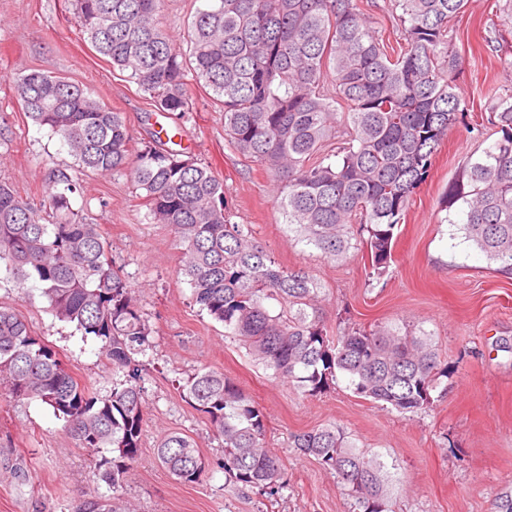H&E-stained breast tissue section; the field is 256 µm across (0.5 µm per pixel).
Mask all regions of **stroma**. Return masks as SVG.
<instances>
[{
	"instance_id": "stroma-1",
	"label": "stroma",
	"mask_w": 512,
	"mask_h": 512,
	"mask_svg": "<svg viewBox=\"0 0 512 512\" xmlns=\"http://www.w3.org/2000/svg\"><path fill=\"white\" fill-rule=\"evenodd\" d=\"M506 0H468L448 24L463 56L457 93L468 106L449 129L427 179L416 189L396 231L388 273L369 277L366 247L347 258H321L289 233L274 200L271 178L224 138V114L205 89L190 84L193 110L183 122V145L223 180L238 223L249 225L276 262L309 271L322 285L319 314L328 335L395 323L429 334L448 367L429 409L401 413L366 400L345 379L322 394L304 396L272 378L233 337L194 303L179 272L173 234L151 223L125 174L88 173L70 198L73 209L98 225L152 329L151 373L144 383L145 425L139 458L119 491L93 482V462L66 434L52 410L35 400L0 393V512H64L92 493L118 494L130 512H354L336 478L290 446L292 434L327 424L343 427L363 450L395 465L392 512H491L496 493L512 489V274L501 272L456 225L439 199L467 156L483 143L469 123L499 93L512 91V12ZM32 70L56 74L91 90L124 117L135 146L152 141L144 120L150 100L113 72L84 41L70 0H0V181L41 198L50 169L74 172L59 137L27 118L12 78ZM0 306L13 310L34 336L91 391L109 394L112 371L101 342L50 312L38 283L17 286L0 266ZM224 372L263 408L266 442L280 458L288 488L276 501L226 482L216 464L221 442L180 387L199 369ZM192 438L211 463L194 484L177 481L157 462L163 437Z\"/></svg>"
}]
</instances>
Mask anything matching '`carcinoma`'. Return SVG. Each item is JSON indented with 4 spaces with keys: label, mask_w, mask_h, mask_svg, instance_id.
Masks as SVG:
<instances>
[{
    "label": "carcinoma",
    "mask_w": 512,
    "mask_h": 512,
    "mask_svg": "<svg viewBox=\"0 0 512 512\" xmlns=\"http://www.w3.org/2000/svg\"><path fill=\"white\" fill-rule=\"evenodd\" d=\"M166 2L75 0V15L94 51L174 120L169 145L134 148L121 113L42 71L12 78L25 115L59 137L81 170L130 174L148 220L178 242L195 303L274 377L316 396L341 375L356 394L400 413L429 408L439 377L448 374L431 338L387 323L329 339L317 310L318 281L281 267L248 225L234 220L223 181L182 146L180 120L193 111L191 73L223 109L228 142L281 187L276 203L288 228L336 261L357 235L369 268L383 275L394 231L434 152L465 117L448 19L468 0H392L399 11L392 35L367 23L363 0H209L192 17L185 49L166 31ZM488 112L499 138L465 161L441 204L459 206L465 239L512 271V92L497 96ZM77 190V178L64 170L50 174L38 203L0 181V262L18 284L38 281L57 319L101 341L112 390L103 397L81 385L5 307L0 389L51 407L95 460L93 480L116 492L139 457L149 368L138 356L152 348L151 329L98 225L72 208ZM182 394L223 440L217 465L229 481L270 499L288 488L266 445L265 413L223 372L197 371ZM291 447L334 474L359 512H389L391 472L343 428L296 433ZM156 457L183 483L199 481L210 466L178 432L161 440ZM68 512L119 508L91 496Z\"/></svg>",
    "instance_id": "1"
}]
</instances>
